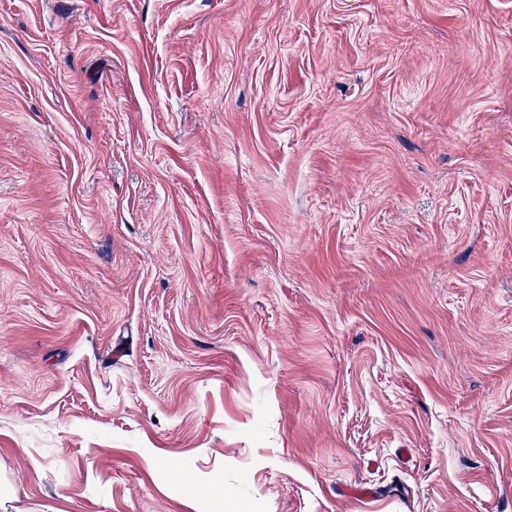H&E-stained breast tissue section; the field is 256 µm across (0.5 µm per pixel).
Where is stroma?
I'll return each mask as SVG.
<instances>
[{"mask_svg":"<svg viewBox=\"0 0 512 512\" xmlns=\"http://www.w3.org/2000/svg\"><path fill=\"white\" fill-rule=\"evenodd\" d=\"M19 512H512V0H0Z\"/></svg>","mask_w":512,"mask_h":512,"instance_id":"1","label":"stroma"}]
</instances>
